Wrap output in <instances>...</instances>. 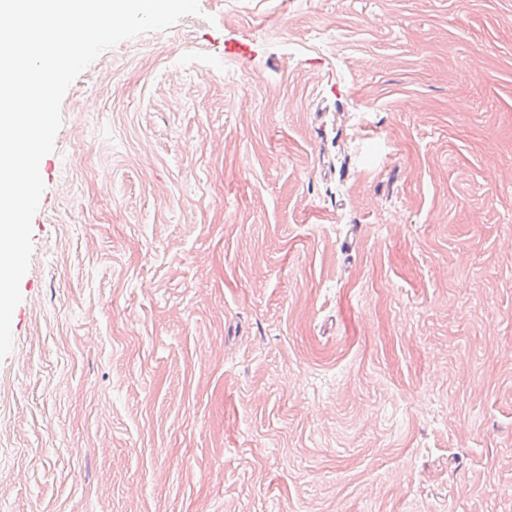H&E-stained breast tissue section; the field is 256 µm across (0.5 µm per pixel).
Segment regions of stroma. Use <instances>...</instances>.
I'll return each mask as SVG.
<instances>
[{"instance_id":"35a3bbf8","label":"stroma","mask_w":512,"mask_h":512,"mask_svg":"<svg viewBox=\"0 0 512 512\" xmlns=\"http://www.w3.org/2000/svg\"><path fill=\"white\" fill-rule=\"evenodd\" d=\"M61 104L0 512H512V0H199Z\"/></svg>"}]
</instances>
